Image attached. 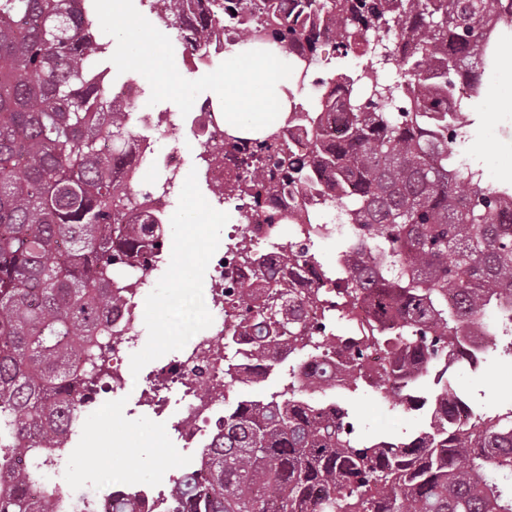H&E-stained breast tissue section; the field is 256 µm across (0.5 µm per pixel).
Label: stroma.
<instances>
[{
  "mask_svg": "<svg viewBox=\"0 0 512 512\" xmlns=\"http://www.w3.org/2000/svg\"><path fill=\"white\" fill-rule=\"evenodd\" d=\"M470 105L473 124L462 149L482 170L486 184L499 186L498 168L512 166V110L502 108L486 92ZM209 196V190L199 188L177 193L169 215V234L181 235L190 222L209 213ZM175 266L178 278L159 277L147 298L141 326L144 350L125 361V392L103 395L106 410L86 419L82 434L70 442L71 463L60 478L64 490H95L101 477L115 471L139 484L158 483L185 468L180 452L161 447L156 440L163 421L133 408L142 387L143 367L183 345L171 328L170 304L199 295L208 272L204 251L178 254ZM448 382L450 390L468 396L476 413H504L512 408V355L501 347L487 350L479 370L458 366ZM338 399L368 436L381 427L391 435L410 434L426 423L424 412L406 410L364 384L339 394Z\"/></svg>",
  "mask_w": 512,
  "mask_h": 512,
  "instance_id": "1",
  "label": "stroma"
}]
</instances>
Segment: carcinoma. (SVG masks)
<instances>
[{
	"mask_svg": "<svg viewBox=\"0 0 512 512\" xmlns=\"http://www.w3.org/2000/svg\"><path fill=\"white\" fill-rule=\"evenodd\" d=\"M207 0H162L160 17L180 42L203 54L218 26ZM244 23L224 38L288 52L322 43L336 55L395 65L392 86L367 66L350 77L313 81L312 108L288 124L309 128L313 151L297 156L266 135L220 195L260 208L273 193L329 176L325 203L342 217L336 233L353 257L336 297L284 288L247 239L254 279L227 307L251 330L249 367L224 337V378L253 383L293 354L325 350L335 323L354 325L370 309L367 341L339 368L304 367V390L324 393L370 379L416 407L420 371L442 365L428 426L406 438L360 436L342 406L282 391L224 411V427L182 473L171 512H512V409L457 424L448 371L466 361L462 342L488 326V311L512 305V184L491 187L459 150L467 101L480 96L497 51L489 36L512 30V0H235ZM334 27L322 28V19ZM380 38L373 41L370 35ZM90 0H0V512H55L31 490L50 448L63 447L97 399L95 383L112 334V279L148 267L161 245L157 224H136L138 203L121 186V165L138 137L129 107L110 96L109 52ZM309 247L290 244L280 264L298 271ZM18 455L32 459L20 471ZM124 493L111 512H142Z\"/></svg>",
	"mask_w": 512,
	"mask_h": 512,
	"instance_id": "obj_1",
	"label": "carcinoma"
}]
</instances>
